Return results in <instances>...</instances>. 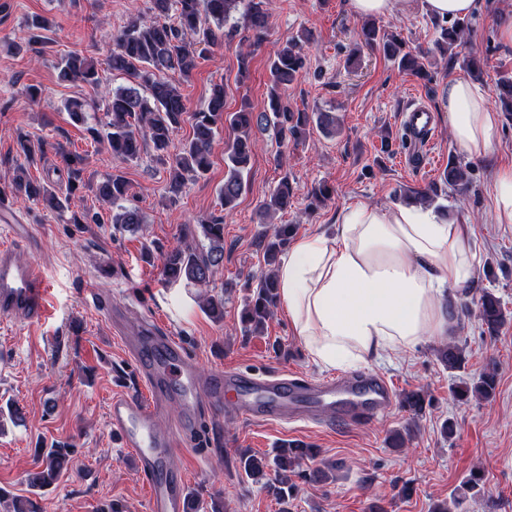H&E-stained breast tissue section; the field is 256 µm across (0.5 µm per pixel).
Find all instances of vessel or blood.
Returning <instances> with one entry per match:
<instances>
[{"instance_id": "1", "label": "vessel or blood", "mask_w": 512, "mask_h": 512, "mask_svg": "<svg viewBox=\"0 0 512 512\" xmlns=\"http://www.w3.org/2000/svg\"><path fill=\"white\" fill-rule=\"evenodd\" d=\"M403 118L407 135L428 145L434 132L432 111L413 103L404 110ZM49 295L43 269L34 262L20 263L12 246H1L0 315L18 324L44 323L50 316ZM128 351L148 384L149 395L144 399L129 391L113 395L108 422L121 447L135 452L136 469L148 482V512H186L185 477L171 466L170 458L178 439L197 438L199 403L219 411L232 393L236 412L253 422L324 416L349 425L376 419L394 400L390 383L374 374L311 381L292 373L227 371L204 379L187 359L180 341L159 335L149 326L141 330ZM171 400L182 404L173 432L160 425Z\"/></svg>"}]
</instances>
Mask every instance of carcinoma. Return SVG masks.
Segmentation results:
<instances>
[{"instance_id": "obj_1", "label": "carcinoma", "mask_w": 512, "mask_h": 512, "mask_svg": "<svg viewBox=\"0 0 512 512\" xmlns=\"http://www.w3.org/2000/svg\"><path fill=\"white\" fill-rule=\"evenodd\" d=\"M244 6L247 29L256 38L267 30L272 0H149L147 11H135L129 20L113 35L114 49L108 59L112 75H122L132 81L126 87L105 92L103 119L88 127L96 142H105L112 155L122 161L140 158L147 146H152L156 159L167 166L170 199H178L187 182L204 177L211 168V149L218 125L227 122L240 132L225 150L226 171L220 190L222 213L211 214L201 220L199 226L207 245L201 247L174 248L160 251L163 274L172 282H187L200 287L209 286L224 262V212L233 209L245 187L244 175L248 172L254 140L252 132L273 126L280 144L292 139L298 141L306 127L315 124L328 135L336 134V116L330 112H292L283 104L282 90L296 82L305 69L303 44L306 36H294L280 45L270 57V85L267 112H255L247 104L231 113L224 111L226 89L224 83L211 85L209 96L193 113L192 136L180 147L172 148V136L187 111L185 99L170 75H178L187 82L196 68V60L209 49L220 46L238 34V25L232 22L239 6ZM439 37L434 47L420 46L403 50V43L395 37L380 33L373 20L363 21L361 35L366 47L383 52L397 68L413 75L432 79L428 65L435 53L455 62L459 60L456 48L464 42L468 23L446 20L436 22ZM462 68L477 78L486 59L469 54L463 58ZM58 77L63 82L84 83L99 87L106 78L94 61L70 53L58 62ZM497 98L502 110L512 115V75L504 74L498 83ZM64 169L67 172V194L60 196L49 183H39L25 175L23 164H17L19 174L8 186L14 199L45 201L48 206L62 212L68 208L70 192L80 180L84 156L58 147ZM443 183L449 188L465 192L472 183L469 166L451 162L442 174ZM95 197L106 211L87 210L72 219L74 224H120L136 230L144 217L132 204L133 194L126 178L114 173L96 184ZM437 198L433 188L408 189L400 195L405 202L432 205ZM291 187L288 176H283L261 204V211L269 218L288 209ZM271 234L265 245L263 260L267 272L257 284L253 298L246 303L241 323L243 332L252 335L264 329L272 314L277 298V282L273 267L281 249L286 246L294 227L291 224H270ZM478 317L488 332H496L505 322L500 298L485 291L478 300ZM440 360L450 370L462 368L464 350L456 343H448L439 349ZM496 370L484 372L472 384L452 387L454 397L466 401L471 397H489L496 387ZM404 408L418 414L425 409V395L410 391L402 398ZM71 453L65 446L42 448L40 476L27 479L30 488H43L56 482L64 463ZM316 456V450L302 444L290 445L274 458L275 482L268 491L279 501L288 499L295 490L293 477L300 475L301 463ZM244 473L257 482L266 476L269 464L264 457L244 452L240 455Z\"/></svg>"}]
</instances>
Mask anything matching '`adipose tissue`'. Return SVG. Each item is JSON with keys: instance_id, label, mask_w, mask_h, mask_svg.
Returning a JSON list of instances; mask_svg holds the SVG:
<instances>
[{"instance_id": "1", "label": "adipose tissue", "mask_w": 512, "mask_h": 512, "mask_svg": "<svg viewBox=\"0 0 512 512\" xmlns=\"http://www.w3.org/2000/svg\"><path fill=\"white\" fill-rule=\"evenodd\" d=\"M479 0H349L360 17L415 9L438 18L471 14ZM445 109L455 144L468 157L492 150L499 115L463 79L449 82ZM470 226L433 208L359 204L341 210L335 236L296 239L276 272L292 330L313 362L346 368L414 348L455 327L446 291L475 276Z\"/></svg>"}]
</instances>
